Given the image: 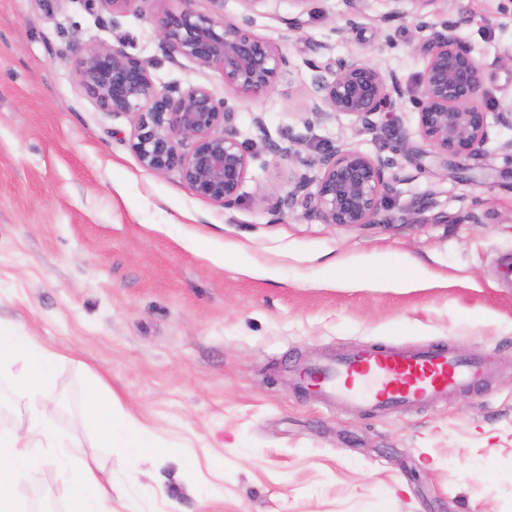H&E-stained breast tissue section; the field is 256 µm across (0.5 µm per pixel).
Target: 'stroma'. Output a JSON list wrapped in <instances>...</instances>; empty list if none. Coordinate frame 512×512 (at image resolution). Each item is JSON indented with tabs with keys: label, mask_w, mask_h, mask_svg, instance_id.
<instances>
[{
	"label": "stroma",
	"mask_w": 512,
	"mask_h": 512,
	"mask_svg": "<svg viewBox=\"0 0 512 512\" xmlns=\"http://www.w3.org/2000/svg\"><path fill=\"white\" fill-rule=\"evenodd\" d=\"M194 7L229 21L250 13L253 32L291 62L271 94L237 107L251 156L230 208L142 168L129 119L78 84L73 49L97 42L145 61L157 86L223 94L218 72L160 49L151 18L162 0H136L118 18L98 0H0V320L60 356L27 505L65 512L74 475L50 457L74 441L111 481L112 512H512V272L502 264L512 257V154L501 148L512 128L491 124L469 159L437 158L412 103L422 46L447 24L482 66L488 110L512 101V0H434L422 32L390 18L387 0H367L352 29L344 0ZM292 18L300 31L288 32ZM350 54L398 75L395 111L370 130L344 115L304 126L314 66ZM298 134L290 160L264 144ZM336 141L393 159L379 224L340 229L301 203L259 208L256 188L286 195L291 173ZM475 207L484 223L466 221ZM441 212L456 223H434ZM339 257L397 265L377 288L327 285ZM412 261L441 286L396 285ZM378 342L446 343L486 356L488 369L471 393L382 416L329 408L297 385L300 369ZM95 376L112 391L115 420L155 444L136 470L83 419Z\"/></svg>",
	"instance_id": "obj_1"
}]
</instances>
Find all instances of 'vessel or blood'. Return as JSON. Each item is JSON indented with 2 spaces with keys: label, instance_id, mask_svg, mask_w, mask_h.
Here are the masks:
<instances>
[{
  "label": "vessel or blood",
  "instance_id": "obj_1",
  "mask_svg": "<svg viewBox=\"0 0 512 512\" xmlns=\"http://www.w3.org/2000/svg\"><path fill=\"white\" fill-rule=\"evenodd\" d=\"M483 356L443 345L376 344L349 349L299 374L327 404L394 414L471 392L483 379Z\"/></svg>",
  "mask_w": 512,
  "mask_h": 512
}]
</instances>
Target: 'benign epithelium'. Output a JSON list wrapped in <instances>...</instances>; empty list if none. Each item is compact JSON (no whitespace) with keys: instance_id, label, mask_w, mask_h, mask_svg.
Segmentation results:
<instances>
[{"instance_id":"7a95c632","label":"benign epithelium","mask_w":512,"mask_h":512,"mask_svg":"<svg viewBox=\"0 0 512 512\" xmlns=\"http://www.w3.org/2000/svg\"><path fill=\"white\" fill-rule=\"evenodd\" d=\"M177 2V9L153 19L162 50L173 61L181 57L219 71L234 97L219 98L204 84L159 88L145 62L121 46L97 43L75 49L79 85L102 111L130 119L131 147L144 169L176 172L196 195L232 207L241 200L249 167L235 126V102L268 95L288 72V57L274 42L253 33L247 13L226 21L196 11L194 0ZM388 2L390 16L419 19L435 0ZM426 55L422 93L415 101L418 133L436 157L469 158L488 140L481 69L452 31L427 40ZM314 71L307 98L309 114L316 119L345 115L369 129L375 116L394 108L401 97L396 76L358 55L316 65ZM393 165L392 159L338 142L292 177L286 197L271 204L259 190L255 202L280 212L301 199L308 215L322 224H379L385 199L395 191L386 178Z\"/></svg>"}]
</instances>
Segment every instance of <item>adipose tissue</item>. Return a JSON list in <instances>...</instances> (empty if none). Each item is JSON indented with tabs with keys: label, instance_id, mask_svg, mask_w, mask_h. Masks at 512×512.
<instances>
[{
	"label": "adipose tissue",
	"instance_id": "ef3b65f1",
	"mask_svg": "<svg viewBox=\"0 0 512 512\" xmlns=\"http://www.w3.org/2000/svg\"><path fill=\"white\" fill-rule=\"evenodd\" d=\"M59 357L37 344L20 326L0 322V379L10 380L28 402L26 430L0 433V512H22L19 491L26 483L36 454V442L48 427L46 408L53 402ZM103 447L119 444L131 461L150 453L154 445L135 424H118L111 414L91 416ZM61 455L75 473L70 489L68 512H112V487L82 458L77 445H69Z\"/></svg>",
	"mask_w": 512,
	"mask_h": 512
}]
</instances>
